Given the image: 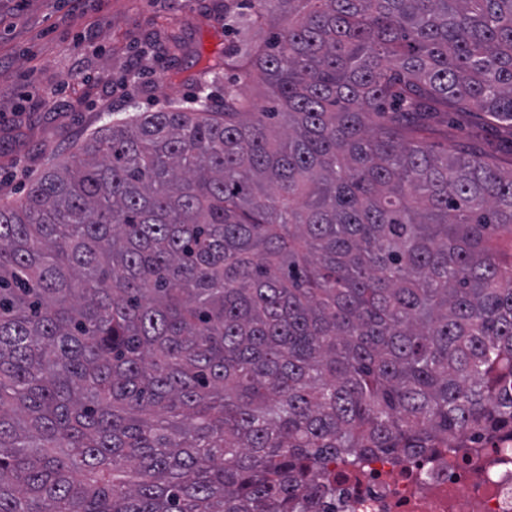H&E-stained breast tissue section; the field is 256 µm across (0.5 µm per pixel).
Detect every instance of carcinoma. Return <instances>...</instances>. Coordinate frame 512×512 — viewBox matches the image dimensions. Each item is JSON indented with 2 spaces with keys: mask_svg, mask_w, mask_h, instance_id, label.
I'll return each instance as SVG.
<instances>
[{
  "mask_svg": "<svg viewBox=\"0 0 512 512\" xmlns=\"http://www.w3.org/2000/svg\"><path fill=\"white\" fill-rule=\"evenodd\" d=\"M267 106L112 121L0 204V512H324L512 424V0H224ZM467 129L474 132L484 131V136L495 140L500 145V158L504 162V165L508 167L507 163L512 157V143L507 132L483 128L481 119L476 115L469 118Z\"/></svg>",
  "mask_w": 512,
  "mask_h": 512,
  "instance_id": "cac0c4a2",
  "label": "carcinoma"
}]
</instances>
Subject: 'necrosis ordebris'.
I'll list each match as a JSON object with an SVG mask.
<instances>
[{
    "mask_svg": "<svg viewBox=\"0 0 512 512\" xmlns=\"http://www.w3.org/2000/svg\"><path fill=\"white\" fill-rule=\"evenodd\" d=\"M336 512H512V432H490L471 449L380 455L330 466Z\"/></svg>",
    "mask_w": 512,
    "mask_h": 512,
    "instance_id": "1",
    "label": "necrosis or debris"
}]
</instances>
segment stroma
I'll use <instances>...</instances> for the list:
<instances>
[{
    "label": "stroma",
    "instance_id": "stroma-1",
    "mask_svg": "<svg viewBox=\"0 0 512 512\" xmlns=\"http://www.w3.org/2000/svg\"><path fill=\"white\" fill-rule=\"evenodd\" d=\"M219 0H0V201L112 119L164 98L219 105L187 80L223 56ZM184 48L169 53L170 39Z\"/></svg>",
    "mask_w": 512,
    "mask_h": 512
}]
</instances>
